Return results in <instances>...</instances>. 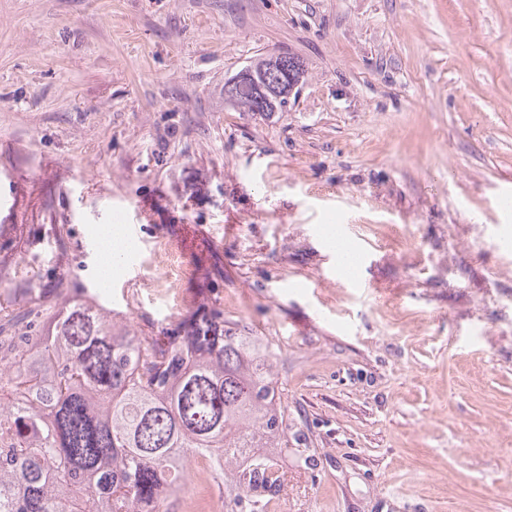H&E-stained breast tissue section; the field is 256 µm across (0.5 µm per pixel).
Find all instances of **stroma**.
I'll use <instances>...</instances> for the list:
<instances>
[{
	"label": "stroma",
	"instance_id": "35a3bbf8",
	"mask_svg": "<svg viewBox=\"0 0 512 512\" xmlns=\"http://www.w3.org/2000/svg\"><path fill=\"white\" fill-rule=\"evenodd\" d=\"M282 52L285 111L225 104ZM74 298L276 353L273 512H512V0H0V301ZM223 495L187 468L173 512ZM100 261L97 270L98 281L110 285L112 277L119 271L116 258L130 249L121 224H108L99 231Z\"/></svg>",
	"mask_w": 512,
	"mask_h": 512
}]
</instances>
